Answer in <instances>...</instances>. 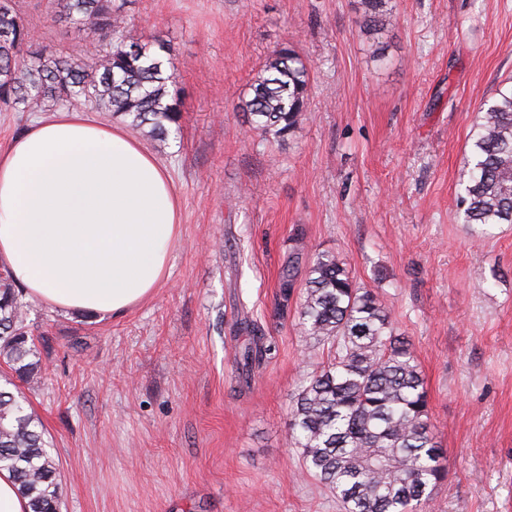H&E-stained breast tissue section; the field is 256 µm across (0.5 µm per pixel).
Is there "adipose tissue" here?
I'll use <instances>...</instances> for the list:
<instances>
[{
    "mask_svg": "<svg viewBox=\"0 0 512 512\" xmlns=\"http://www.w3.org/2000/svg\"><path fill=\"white\" fill-rule=\"evenodd\" d=\"M180 223L168 170L123 126L66 110L0 151V266L41 304L125 314L168 277Z\"/></svg>",
    "mask_w": 512,
    "mask_h": 512,
    "instance_id": "ef3b65f1",
    "label": "adipose tissue"
}]
</instances>
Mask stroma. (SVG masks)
I'll use <instances>...</instances> for the list:
<instances>
[{
  "instance_id": "1",
  "label": "stroma",
  "mask_w": 512,
  "mask_h": 512,
  "mask_svg": "<svg viewBox=\"0 0 512 512\" xmlns=\"http://www.w3.org/2000/svg\"><path fill=\"white\" fill-rule=\"evenodd\" d=\"M391 2L375 40L359 0H115L175 64L180 119L142 143L182 224L168 278L126 314H30L43 370L23 391L60 512H340L287 444L293 398L330 358L299 319L321 252L412 343L447 452L425 512H512V224L473 236L457 207L480 107L512 80V0ZM20 5L30 50L99 47L48 0ZM286 42L311 94L279 144L239 103ZM256 335L269 352L245 381L235 355Z\"/></svg>"
}]
</instances>
